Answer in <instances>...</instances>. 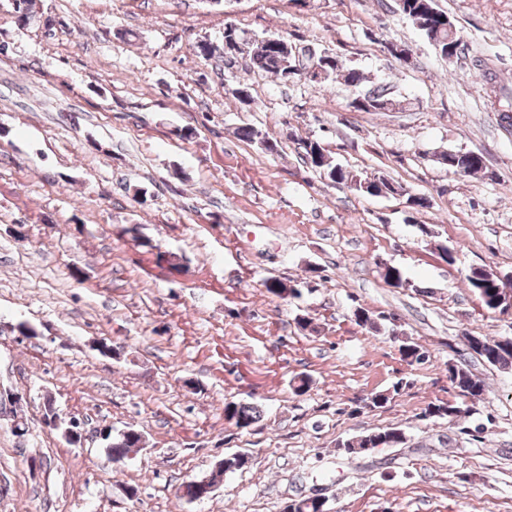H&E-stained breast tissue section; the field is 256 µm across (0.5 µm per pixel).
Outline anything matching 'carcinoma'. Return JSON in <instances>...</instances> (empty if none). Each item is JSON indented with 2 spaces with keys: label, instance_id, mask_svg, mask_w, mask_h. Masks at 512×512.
Here are the masks:
<instances>
[{
  "label": "carcinoma",
  "instance_id": "carcinoma-1",
  "mask_svg": "<svg viewBox=\"0 0 512 512\" xmlns=\"http://www.w3.org/2000/svg\"><path fill=\"white\" fill-rule=\"evenodd\" d=\"M398 9L413 23L425 28L429 39L435 42V48L443 58L458 57L460 53V40L457 30L448 15L437 8L435 0H396ZM224 39L228 41H240L244 47V53L249 58L251 66L259 72L268 74L276 80L283 82L286 75L295 78L301 72L313 65L324 67L328 74L326 79L342 76L344 81L353 87L360 86L364 81V75L355 68L343 69L339 59H331L329 56L312 54L310 50L300 47L297 51L284 52L276 43L268 38L257 39L244 29L229 23L224 26ZM350 107L358 112H389L402 107L392 92L383 87H378L358 94L350 102ZM238 136L249 142L260 141L264 150L274 153L277 144L267 146L271 139H259L260 131L251 125L238 128ZM300 148L304 151L305 160L312 169L325 174L332 182L345 184L351 190L368 196L390 195L394 193L395 183L384 176H377L380 185L367 183V177L354 174L341 165L333 162L327 153L326 147L317 139L306 138L300 140ZM485 166L483 156L476 159L470 158V152L458 151L449 159L448 169L462 176H471L479 173ZM468 287L479 297L487 310L496 313L502 312L503 300L506 296L503 291L501 279L490 278L489 271L483 268H473L466 277ZM484 352L480 357L488 363L509 367L512 365V348L501 346L495 340L483 339ZM399 352L403 360L410 363L420 362L425 358V352L421 347L412 342L404 341L399 345ZM448 377L452 385L458 390L459 395L473 401L482 398L486 392L484 381L472 374L469 370L450 365ZM461 412V407L456 403L439 400L430 403L425 415L431 417L454 418ZM224 416L235 423L239 428L246 429L256 423L261 417V411L255 405L236 402H227L224 405ZM405 440L404 433L398 429H389L377 433H371L361 437L357 442H345L343 447L353 453L355 449L366 450L379 445L393 446ZM106 453L111 458H125L133 453L141 445L140 433L132 428L128 433L117 435L109 434L104 438ZM247 459L241 454L224 456V469L211 473L207 480L215 484L226 473H232L245 466ZM284 512H319L318 499L314 497L300 496L286 506Z\"/></svg>",
  "mask_w": 512,
  "mask_h": 512
}]
</instances>
